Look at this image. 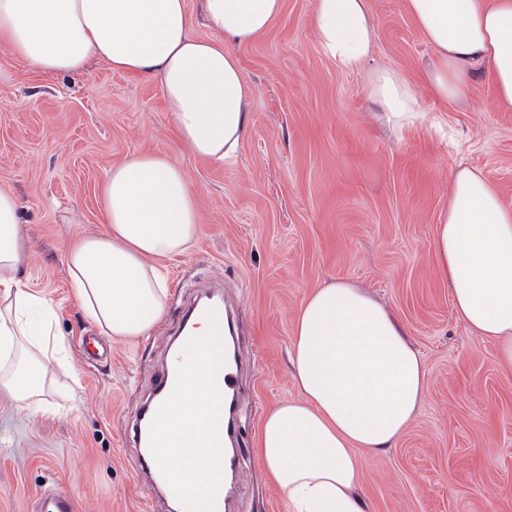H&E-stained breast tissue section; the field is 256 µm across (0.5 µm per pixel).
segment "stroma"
Here are the masks:
<instances>
[{"instance_id": "stroma-1", "label": "stroma", "mask_w": 512, "mask_h": 512, "mask_svg": "<svg viewBox=\"0 0 512 512\" xmlns=\"http://www.w3.org/2000/svg\"><path fill=\"white\" fill-rule=\"evenodd\" d=\"M314 7L283 0L269 29L236 47L250 121L228 164L181 142L156 80L99 60L41 75L0 46V184L21 204L24 275L54 307L68 344V370L49 378L79 379L71 406L37 418L0 388V512H32L52 487L72 493L76 512H169L131 429L187 307L207 292L232 314L247 360L234 498L241 512H288L258 462L259 431L274 405L299 396L288 360L299 308L337 280L391 309L427 370L426 398L402 437L360 456L367 512H512V369L456 317L432 247L453 169H482L512 207V111L497 107L492 77L478 66L466 101L421 93L446 135L427 125L395 135L378 124L363 76L321 50ZM369 7L376 63L418 79L432 50L404 0ZM133 153H162L184 169L202 224L188 254L164 261L161 321L149 335L112 339L70 299L63 255L105 231L106 173ZM86 338L99 345L84 355Z\"/></svg>"}]
</instances>
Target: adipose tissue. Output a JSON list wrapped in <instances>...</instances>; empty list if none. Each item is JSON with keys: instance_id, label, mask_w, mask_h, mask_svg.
<instances>
[{"instance_id": "ef3b65f1", "label": "adipose tissue", "mask_w": 512, "mask_h": 512, "mask_svg": "<svg viewBox=\"0 0 512 512\" xmlns=\"http://www.w3.org/2000/svg\"><path fill=\"white\" fill-rule=\"evenodd\" d=\"M432 49L423 81L444 102L467 100L472 70L486 66L500 107L512 109V0H405ZM283 0H202L212 33L202 39L186 0H0V45L45 74L82 71L90 58L113 71L156 80L183 143L200 157L233 162L249 125L250 88L233 51L265 32ZM311 24L338 68L366 76L376 119L398 134L429 115L400 71L368 69L375 22L368 0H315ZM104 220L109 230L80 238L64 255L69 285L100 335L148 334L168 298L161 258L187 252L199 235L196 192L184 170L161 153L128 156L108 171ZM16 194L0 187V387L31 415L46 412L47 365L66 364L68 345L56 313L18 276L26 243ZM433 248L451 285L458 318L497 342L512 368V209L481 171L448 178V206ZM289 356L299 399L271 408L258 460L287 495L289 512H366L357 493L359 450L395 445L425 398L424 363L398 318L362 288L336 281L315 289L294 322ZM181 397L167 405L153 451L175 480L185 431L200 429L217 369L171 360Z\"/></svg>"}]
</instances>
